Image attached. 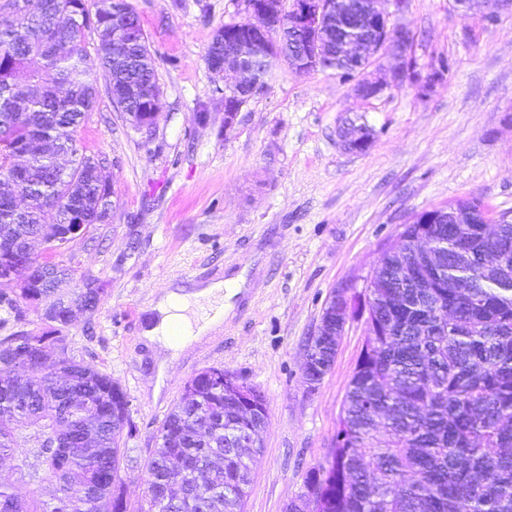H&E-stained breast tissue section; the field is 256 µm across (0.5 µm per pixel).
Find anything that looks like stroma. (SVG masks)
I'll use <instances>...</instances> for the list:
<instances>
[{"label": "stroma", "mask_w": 512, "mask_h": 512, "mask_svg": "<svg viewBox=\"0 0 512 512\" xmlns=\"http://www.w3.org/2000/svg\"><path fill=\"white\" fill-rule=\"evenodd\" d=\"M157 62L159 117L139 130L97 100L78 128L81 152L105 158L118 207L66 253L75 283L103 300L65 327L73 355L111 374L132 421L125 497L138 504L142 466L184 386L221 368L264 396L263 453L245 512H285L307 470L328 465L346 384L366 324L350 315L332 370L308 388V343L336 293L357 302L379 256L410 216L476 198L512 211V14L466 17L452 0H407L393 24L415 36L416 69L447 63L428 94L415 87L368 100L336 71L276 62L263 87L224 123L227 79L210 74L216 31L244 21L241 0H129ZM363 118L367 152L340 131ZM234 280L223 323L158 369L141 331L165 291Z\"/></svg>", "instance_id": "1"}]
</instances>
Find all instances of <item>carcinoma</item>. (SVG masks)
I'll return each mask as SVG.
<instances>
[{"label":"carcinoma","instance_id":"carcinoma-1","mask_svg":"<svg viewBox=\"0 0 512 512\" xmlns=\"http://www.w3.org/2000/svg\"><path fill=\"white\" fill-rule=\"evenodd\" d=\"M28 11L0 25V199L28 198L20 222L0 203V256L30 236L44 238L40 271L19 282L18 298L53 311L59 328L21 332L0 340V459L13 462L17 480L50 498L20 496L0 483V512H130L124 495L125 428L129 401L112 376L71 354L61 328L76 313L94 310L101 289H62L70 268L52 261L74 244L53 225L67 222L72 203L88 224L107 211V181L99 158L79 152L75 133L94 108L92 74L110 76L109 95L121 118L149 121L157 111V65L147 36L117 54L112 23L142 28L128 0H110L106 12L85 0H26ZM97 36L95 57L85 34ZM213 42L237 47L241 63L264 79L274 58L251 37L226 25ZM30 139L53 146L15 175V152ZM70 154L72 168L56 172L55 155ZM434 243L446 255L443 276L470 273L469 297L449 288H402V305L367 301L370 318L390 328L374 337L346 386L341 413L344 446L332 449L331 467L307 471L304 485L317 512H512V223L434 224ZM490 248L505 255L503 279L489 282L476 256ZM82 301L66 312L64 301ZM453 302L456 316L442 318ZM202 410L210 434L190 417ZM240 427L224 370L209 368L184 388L161 424L143 465L145 494L136 512H244L248 492L224 497L241 479V457L224 447V433Z\"/></svg>","mask_w":512,"mask_h":512}]
</instances>
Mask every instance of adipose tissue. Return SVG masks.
<instances>
[{"label": "adipose tissue", "instance_id": "obj_1", "mask_svg": "<svg viewBox=\"0 0 512 512\" xmlns=\"http://www.w3.org/2000/svg\"><path fill=\"white\" fill-rule=\"evenodd\" d=\"M224 282L191 292H171L152 307L144 335L171 348L185 346L224 319Z\"/></svg>", "mask_w": 512, "mask_h": 512}]
</instances>
